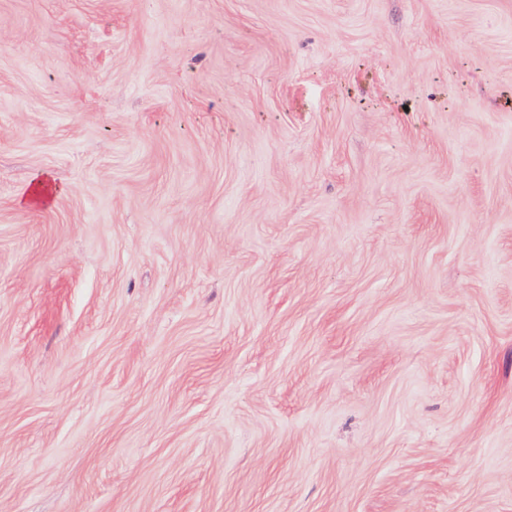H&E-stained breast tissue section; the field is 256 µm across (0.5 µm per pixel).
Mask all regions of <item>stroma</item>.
Instances as JSON below:
<instances>
[{
    "label": "stroma",
    "mask_w": 512,
    "mask_h": 512,
    "mask_svg": "<svg viewBox=\"0 0 512 512\" xmlns=\"http://www.w3.org/2000/svg\"><path fill=\"white\" fill-rule=\"evenodd\" d=\"M0 512H512V0H0ZM55 191V179L49 174L38 173L32 179L30 192L18 203L26 208L45 207L52 202Z\"/></svg>",
    "instance_id": "stroma-1"
}]
</instances>
